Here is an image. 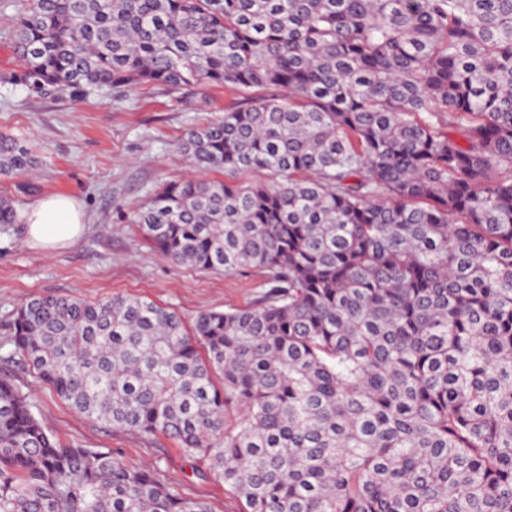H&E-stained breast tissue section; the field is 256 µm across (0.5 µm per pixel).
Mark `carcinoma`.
Wrapping results in <instances>:
<instances>
[{"label": "carcinoma", "mask_w": 512, "mask_h": 512, "mask_svg": "<svg viewBox=\"0 0 512 512\" xmlns=\"http://www.w3.org/2000/svg\"><path fill=\"white\" fill-rule=\"evenodd\" d=\"M11 48L34 87L232 93L178 142L195 175L127 222L174 265L262 276L190 326L26 300L9 336L39 381L207 462L242 512H512V0H28ZM38 163L0 132V179ZM0 512L211 509L61 443L0 379Z\"/></svg>", "instance_id": "obj_1"}]
</instances>
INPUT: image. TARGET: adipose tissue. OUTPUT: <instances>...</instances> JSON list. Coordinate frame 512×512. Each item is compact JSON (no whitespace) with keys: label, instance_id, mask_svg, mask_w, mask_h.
<instances>
[{"label":"adipose tissue","instance_id":"ef3b65f1","mask_svg":"<svg viewBox=\"0 0 512 512\" xmlns=\"http://www.w3.org/2000/svg\"><path fill=\"white\" fill-rule=\"evenodd\" d=\"M31 243L46 252L73 244L86 224L81 204L67 195H49L31 204L22 214Z\"/></svg>","mask_w":512,"mask_h":512}]
</instances>
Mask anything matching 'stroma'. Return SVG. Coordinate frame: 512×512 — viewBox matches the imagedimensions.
<instances>
[{
	"label": "stroma",
	"mask_w": 512,
	"mask_h": 512,
	"mask_svg": "<svg viewBox=\"0 0 512 512\" xmlns=\"http://www.w3.org/2000/svg\"><path fill=\"white\" fill-rule=\"evenodd\" d=\"M23 0H0V132L27 138L40 162L34 174L0 181L17 210L54 193L75 197L87 227L72 246L47 254L30 245L24 224H0V378L25 392L33 410L62 442L108 448L125 462L152 465L182 495L212 512H241L237 498L205 462L168 440L102 426L77 414L35 381L8 342V322L25 300L65 294L98 301L138 296L193 322L205 310L253 303L259 273L208 274L176 266L141 238L125 216L163 180L185 175L176 143L201 119L223 112L233 97L221 88L171 91L161 86L121 93L106 88L73 95L9 81L19 68L10 44Z\"/></svg>",
	"instance_id": "obj_1"
}]
</instances>
